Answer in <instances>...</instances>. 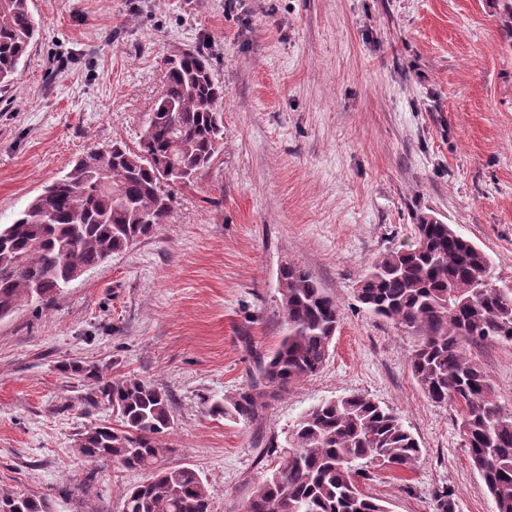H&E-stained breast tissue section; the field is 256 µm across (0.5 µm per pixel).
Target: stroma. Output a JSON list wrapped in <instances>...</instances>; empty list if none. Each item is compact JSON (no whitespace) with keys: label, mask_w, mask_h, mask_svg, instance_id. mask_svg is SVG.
Here are the masks:
<instances>
[{"label":"stroma","mask_w":512,"mask_h":512,"mask_svg":"<svg viewBox=\"0 0 512 512\" xmlns=\"http://www.w3.org/2000/svg\"><path fill=\"white\" fill-rule=\"evenodd\" d=\"M42 29L0 88V224L80 155L136 147L164 60L208 46L224 84V143L155 234L52 301L0 320V495L57 512H122L142 470L88 463L81 430L115 423L72 365L168 391L170 467L199 472L212 512H239L276 465L269 440L311 406L362 394L416 436L413 468L374 469L389 512H493L457 426L410 368L411 333L354 290L371 260L409 243L419 217L451 224L512 288V33L501 0H29ZM305 267L341 302L319 373L244 422L208 405L248 385L281 340L277 273ZM473 356L512 409V344Z\"/></svg>","instance_id":"stroma-1"}]
</instances>
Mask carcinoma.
<instances>
[{"instance_id": "1", "label": "carcinoma", "mask_w": 512, "mask_h": 512, "mask_svg": "<svg viewBox=\"0 0 512 512\" xmlns=\"http://www.w3.org/2000/svg\"><path fill=\"white\" fill-rule=\"evenodd\" d=\"M39 34L29 0H0V85H9ZM224 84L204 47L167 60L165 86L154 102L138 147L112 142L79 157L45 186L9 224H0V319L23 302H48L75 273L109 260L166 223L173 190L209 166L224 141ZM286 333L257 357L247 387L209 407L213 416L257 420L265 399L316 375L340 326L336 297L305 268L286 263L278 276ZM373 315L410 331L418 342L411 372L425 397L454 403L474 469L494 512H512V410L502 406L487 371L471 350L512 344V289L493 282L490 261L449 224L422 217L413 241L371 261L356 289ZM73 370L93 381L118 426L84 428L82 457L147 472L123 496V512H211V492L189 467H166L160 438L172 425L169 394L137 377L112 378L97 364ZM278 466L244 503L245 512H388L362 491L365 468H411L419 441L392 409L353 394L323 401L301 414L285 444L261 455ZM0 512H54L45 497L1 495Z\"/></svg>"}]
</instances>
